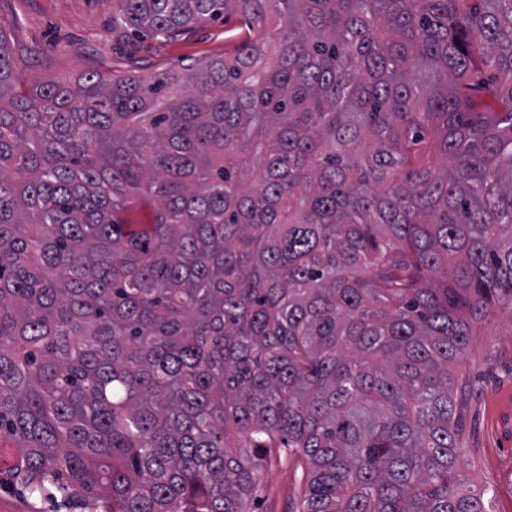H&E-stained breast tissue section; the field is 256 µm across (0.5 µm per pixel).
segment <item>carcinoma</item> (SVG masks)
Segmentation results:
<instances>
[{"mask_svg": "<svg viewBox=\"0 0 512 512\" xmlns=\"http://www.w3.org/2000/svg\"><path fill=\"white\" fill-rule=\"evenodd\" d=\"M115 2L248 33L16 94L0 21V489L247 512L282 448L299 512H488L450 367L512 303V0Z\"/></svg>", "mask_w": 512, "mask_h": 512, "instance_id": "obj_1", "label": "carcinoma"}]
</instances>
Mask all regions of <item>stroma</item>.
<instances>
[{
  "label": "stroma",
  "mask_w": 512,
  "mask_h": 512,
  "mask_svg": "<svg viewBox=\"0 0 512 512\" xmlns=\"http://www.w3.org/2000/svg\"><path fill=\"white\" fill-rule=\"evenodd\" d=\"M113 0H0V20L10 41L24 48L22 87L72 79L87 70L144 74L221 57L244 31L239 16L218 18L169 39L118 38L112 32ZM461 411L462 476L487 491L491 512H512V308H499L472 336L453 368ZM304 459L269 454L258 475L261 487L249 512H297L304 490Z\"/></svg>",
  "instance_id": "1"
}]
</instances>
